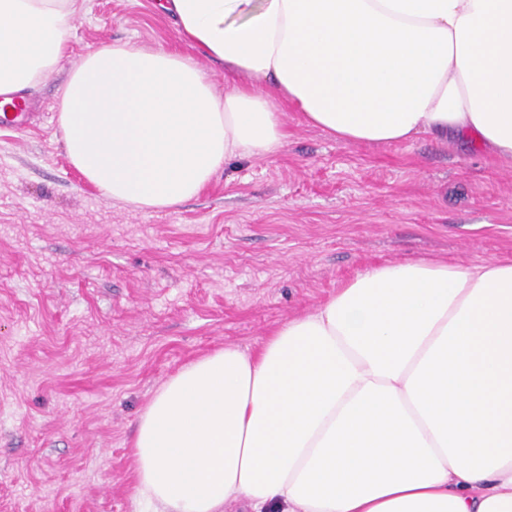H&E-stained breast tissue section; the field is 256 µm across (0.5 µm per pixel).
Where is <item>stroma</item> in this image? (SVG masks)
Listing matches in <instances>:
<instances>
[{"instance_id": "1", "label": "stroma", "mask_w": 512, "mask_h": 512, "mask_svg": "<svg viewBox=\"0 0 512 512\" xmlns=\"http://www.w3.org/2000/svg\"><path fill=\"white\" fill-rule=\"evenodd\" d=\"M155 0H79L65 58L0 126V512H134L136 422L184 365L257 351L379 264L512 258V167L474 140L288 143L142 211L69 162L61 89L105 45L183 49Z\"/></svg>"}]
</instances>
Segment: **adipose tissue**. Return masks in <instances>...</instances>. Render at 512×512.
<instances>
[{
    "label": "adipose tissue",
    "instance_id": "adipose-tissue-1",
    "mask_svg": "<svg viewBox=\"0 0 512 512\" xmlns=\"http://www.w3.org/2000/svg\"><path fill=\"white\" fill-rule=\"evenodd\" d=\"M76 0H0V95L52 75ZM190 54L87 53L63 87L69 162L166 209L288 142L476 136L512 166V0H161ZM222 61L216 94L195 52ZM145 512H512V259L376 265L157 389L134 441Z\"/></svg>",
    "mask_w": 512,
    "mask_h": 512
}]
</instances>
